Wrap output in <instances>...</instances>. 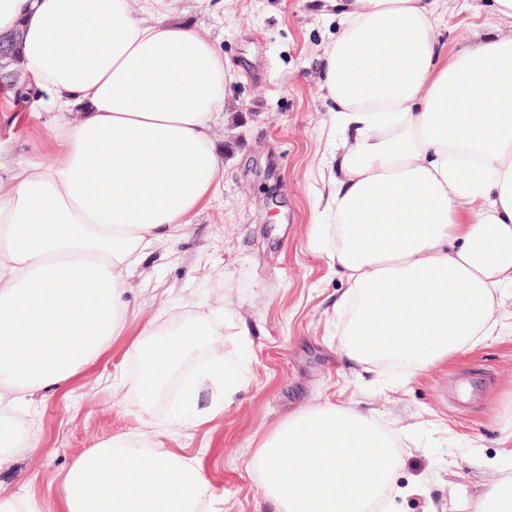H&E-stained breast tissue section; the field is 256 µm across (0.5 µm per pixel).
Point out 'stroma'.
Masks as SVG:
<instances>
[{"label":"stroma","mask_w":512,"mask_h":512,"mask_svg":"<svg viewBox=\"0 0 512 512\" xmlns=\"http://www.w3.org/2000/svg\"><path fill=\"white\" fill-rule=\"evenodd\" d=\"M171 7L209 32L236 75L212 128L224 165L210 207L180 238L155 245L141 266L148 284L134 283L126 301L135 324L156 322L161 333L174 331L177 309L203 328L223 322L216 345L232 346L238 324H247L251 344L233 404L202 425L176 428L163 447L201 459L224 512H273L246 468L259 439L288 414L355 402L398 434L397 484L421 487L391 497L397 512H473L485 485L512 475V452L500 444L512 412V300L499 309V335L426 371L346 358L338 333L347 316L336 310L346 281L330 266L318 227L329 192L320 170L342 135L320 88V57L339 22L324 15L321 0H171ZM492 18L489 0H470L469 10L449 13L437 37L448 50L464 49L475 24ZM51 134L46 113L20 109L0 123V141L18 160H39ZM128 343L119 337L98 365L38 401L29 428L40 449L0 470L7 492L27 485L47 495L94 444L174 418L181 383L207 352L187 356L164 399L148 404L137 391L143 364Z\"/></svg>","instance_id":"1"}]
</instances>
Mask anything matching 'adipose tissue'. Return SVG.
Masks as SVG:
<instances>
[{
	"label": "adipose tissue",
	"mask_w": 512,
	"mask_h": 512,
	"mask_svg": "<svg viewBox=\"0 0 512 512\" xmlns=\"http://www.w3.org/2000/svg\"><path fill=\"white\" fill-rule=\"evenodd\" d=\"M341 25L321 89L345 136L322 218L348 288L346 357L425 370L492 336L512 289V39L486 30L451 52L442 0H324ZM22 31L36 112L76 115L54 130L63 162L12 164L0 146V467L38 442L23 418L130 336L155 401L203 334L181 322L162 341L130 327L129 279L155 243L205 210L222 155L211 129L232 74L209 33L167 0H0V34ZM250 342L213 349L199 393L232 398ZM123 433L79 456L56 496H0V512H222L199 458Z\"/></svg>",
	"instance_id": "ef3b65f1"
}]
</instances>
